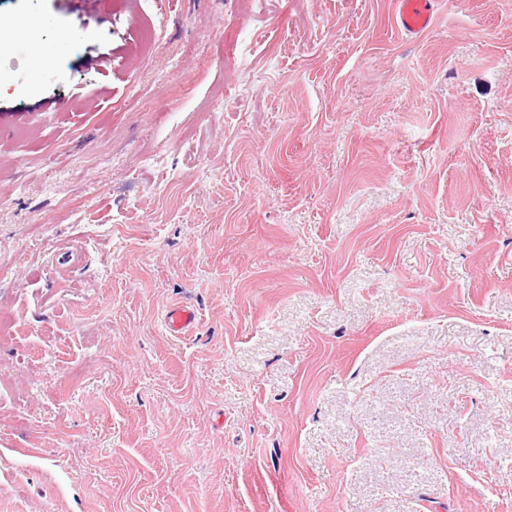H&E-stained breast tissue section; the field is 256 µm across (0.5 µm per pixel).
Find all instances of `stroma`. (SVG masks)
<instances>
[{
	"mask_svg": "<svg viewBox=\"0 0 512 512\" xmlns=\"http://www.w3.org/2000/svg\"><path fill=\"white\" fill-rule=\"evenodd\" d=\"M392 14L0 0V512H512V0ZM393 24L407 37L419 39L434 25L436 0H395ZM196 312L189 305H173L166 309L163 322L170 336H191L196 326Z\"/></svg>",
	"mask_w": 512,
	"mask_h": 512,
	"instance_id": "35a3bbf8",
	"label": "stroma"
}]
</instances>
